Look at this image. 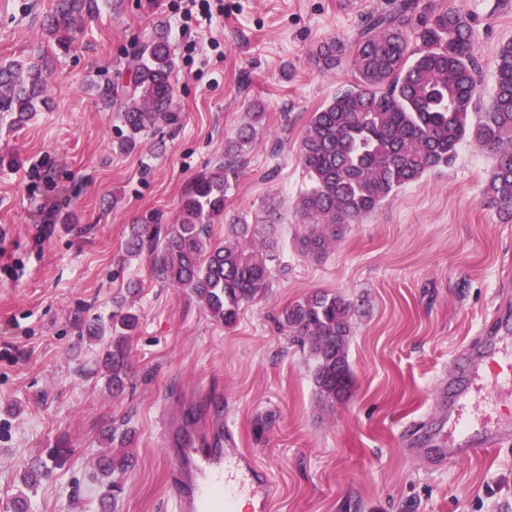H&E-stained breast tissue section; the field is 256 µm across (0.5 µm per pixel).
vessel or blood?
I'll return each mask as SVG.
<instances>
[{
  "label": "vessel or blood",
  "instance_id": "obj_1",
  "mask_svg": "<svg viewBox=\"0 0 512 512\" xmlns=\"http://www.w3.org/2000/svg\"><path fill=\"white\" fill-rule=\"evenodd\" d=\"M497 363L499 372L493 387L512 393V343L497 330L485 331L476 346L462 349L454 359L455 373L445 397L448 422L457 435L438 448L439 457L464 459L480 447L512 439V421H487L480 438H473L464 421L469 402L484 384V368ZM172 454L177 462L170 478V494L175 512H230L235 496H248L252 512H269L273 487L253 458L239 448L222 447L220 440L199 446L188 428H180Z\"/></svg>",
  "mask_w": 512,
  "mask_h": 512
}]
</instances>
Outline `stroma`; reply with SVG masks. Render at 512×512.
I'll return each mask as SVG.
<instances>
[{
	"label": "stroma",
	"mask_w": 512,
	"mask_h": 512,
	"mask_svg": "<svg viewBox=\"0 0 512 512\" xmlns=\"http://www.w3.org/2000/svg\"><path fill=\"white\" fill-rule=\"evenodd\" d=\"M395 0H224V17L196 29L187 57L170 0H121L83 22L70 52L49 42L53 0H0V60L49 54L47 103L20 126L0 112V512H100L108 484L97 474L114 447L106 429H132L135 466L110 512H172L168 432L195 414L203 438L232 437L269 475L272 512H512V441L465 460L420 455L436 432L433 398L452 358L498 321L512 323V223L483 189L493 158L464 142L448 166L428 172L353 224L322 256L303 254L296 209L311 189L300 145L313 112L353 79L349 61L320 69L312 53L351 43L365 18ZM467 16L479 93L512 40V0H419ZM168 28L175 55L176 123L144 132L133 151L119 112L99 97L125 84L154 35ZM264 118L252 143L228 142L253 106ZM41 162L45 183L29 188ZM224 176V215L255 227L269 287L233 326L213 320L194 295L157 279L147 256L126 258L128 227L172 224L195 177ZM140 324L129 379L113 393L87 320L108 319L128 284ZM316 290L345 295L357 312L348 347L353 386L320 396L315 360L278 319ZM36 483L30 465L47 449Z\"/></svg>",
	"instance_id": "35a3bbf8"
}]
</instances>
